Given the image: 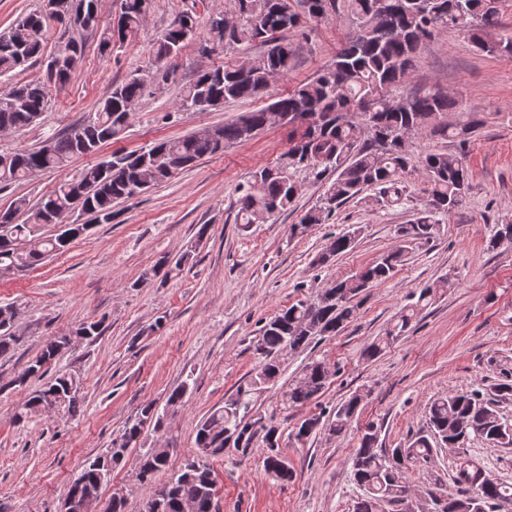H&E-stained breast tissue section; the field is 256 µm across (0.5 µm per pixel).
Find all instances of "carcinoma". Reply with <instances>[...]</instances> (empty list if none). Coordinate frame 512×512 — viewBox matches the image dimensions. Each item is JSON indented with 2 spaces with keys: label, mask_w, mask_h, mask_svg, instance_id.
<instances>
[{
  "label": "carcinoma",
  "mask_w": 512,
  "mask_h": 512,
  "mask_svg": "<svg viewBox=\"0 0 512 512\" xmlns=\"http://www.w3.org/2000/svg\"><path fill=\"white\" fill-rule=\"evenodd\" d=\"M233 0L232 14L238 18L226 24V12L216 11L207 20V38L203 52L237 49L259 42L264 51L233 66H218L201 72L183 88L180 105L186 109L207 111L229 100L252 99L263 94L275 76L288 74L293 47L283 34L293 31L308 36L310 24L333 16L346 18L352 31L336 49L333 63L310 80L297 84L284 97L268 106L245 112L236 119L178 138L157 139L132 152H114L103 156L72 177L59 182L33 206L17 199L0 211V278L29 270L45 257L65 251L82 236L87 224H67L76 214L90 215L99 224L112 223L114 204L143 194L139 179L149 174L158 185L176 173L193 166L207 155L252 139L270 125L272 112H301L306 121L288 124V148L281 161L251 173L237 188L235 207L241 223L257 224L288 211L299 196L302 183L298 173L310 171L317 177L336 173L320 202L307 210L291 230L325 224L342 204L372 189L390 204L407 199L404 173L409 167L411 136L427 131L442 140L452 138L463 146L476 131L478 121L448 124L450 112L462 109V102L438 89H420L399 93L413 67L421 46L448 30L466 35L473 46L487 54L512 55V36L499 34L501 22L497 0ZM99 0H55L21 17L11 29L0 34V77H11L26 63L41 62L43 77L15 83L0 95V130L18 131L37 123L48 106V85L65 83L84 50L80 29L74 27L81 13L98 10ZM152 7V0H121L116 24L99 34L104 53L137 36ZM199 30L196 18L186 12L176 17L154 45V79L165 82L170 76L168 59L183 45L195 39ZM57 36L54 49L45 53L50 34ZM147 83L134 75L115 84L83 125L48 137L51 147L22 148L0 153V189L26 179L35 171L68 166L76 156L95 155L101 147L124 133L132 109L146 92ZM367 138H361V133ZM418 164L426 174L429 188L422 209L408 224L397 227L399 245L381 255L361 274L337 280L321 289L311 300H298L266 320L255 337L254 371L241 381L224 400V406L210 413L198 426L196 447L208 448L210 456L224 454L228 441L247 456L257 446L265 475L282 483L293 478L281 444L274 415H265L255 407L261 396L281 374L285 354L304 352L312 341L332 337L343 331L356 315L357 299L377 283L392 278L403 266L409 250L430 242L440 227V216L462 205L469 185L467 167L452 154L425 152ZM23 221H18L20 214ZM69 228H63V225ZM53 225L56 233L43 235L42 228ZM362 227L335 236L319 255L317 262L327 264L351 250ZM512 244V224L492 227L489 247ZM192 259L183 253L176 261L161 257L142 278L155 276L160 269H180ZM448 277L435 281L407 296V303L393 315L384 333L375 337L361 352L371 361L382 355L410 328L413 321L437 297L453 288ZM11 306H0V357L12 354L22 337L12 325ZM68 350L66 335L45 342L39 355L28 362L12 381L24 386L32 377H42L47 366ZM497 377L490 391L473 390L448 394L432 400L427 409V430L410 436L397 448L378 447L379 430L369 425L359 438L352 458V476L362 489L353 512H409L413 487L406 469L424 464L437 447L460 450L474 439L491 448L512 447V423L503 419L498 405L512 399V366L496 365ZM336 375V368L325 358H311L299 375L281 394L280 407L286 411L310 404L321 395ZM80 383L66 372H57L44 385L16 407L14 417L21 421L40 411L52 400L60 411L75 415L83 401ZM368 392L358 390L332 410L314 413L300 422L296 439L311 437L327 419L328 433L342 436L356 418ZM161 414L149 402L140 406L135 418L122 433L112 439L106 452L87 461L69 482L68 491L92 496L125 458L128 445L141 438L148 419ZM169 456L152 449L142 455L139 465L148 489L143 512H182L192 504L195 512H216V493L185 463L162 485L159 473L168 470ZM455 493L443 491L437 481L428 495H442V512H500L512 504V486L493 477L479 462L461 453L453 476Z\"/></svg>",
  "instance_id": "cac0c4a2"
}]
</instances>
